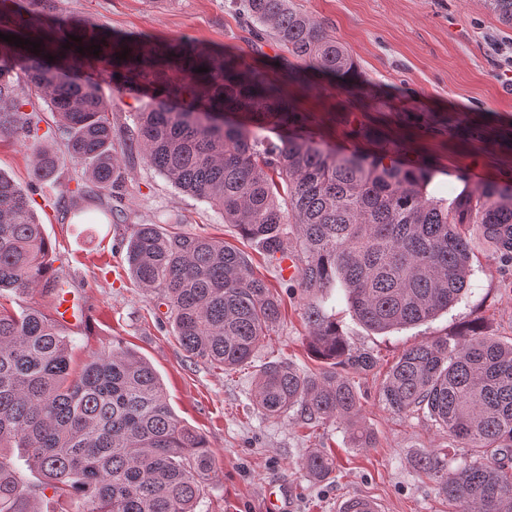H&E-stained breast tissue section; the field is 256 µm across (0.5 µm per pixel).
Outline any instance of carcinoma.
<instances>
[{
  "mask_svg": "<svg viewBox=\"0 0 512 512\" xmlns=\"http://www.w3.org/2000/svg\"><path fill=\"white\" fill-rule=\"evenodd\" d=\"M485 5L512 25V0ZM239 11L254 36H272L296 62L330 73L350 69L336 36L290 0H240ZM24 28H0L30 40L17 47L0 38V136L32 145L56 210L80 216L81 203L122 193L110 105L96 85L70 76L72 65L56 55L50 34ZM72 35L79 37L74 54L102 41L81 24ZM15 56L25 59L24 88L7 65ZM214 60L186 40L112 43V82L120 88L139 72L153 89L152 103L134 115L129 151H143L171 185L218 209L268 264L292 253L299 278L291 286L321 295L305 320L323 370L304 376L284 361L264 363L257 409L270 418L295 408L307 421L343 422L356 447L371 448L347 371H368L375 361L352 349L328 314V290H341L356 319L375 332L433 319L466 289L470 230L512 264V186L466 185L448 201L427 194L424 168L401 167L386 154H336L313 136L274 140L262 131L289 123L288 102L240 57L226 54L219 67ZM36 98L56 118L44 132ZM226 110L255 116L256 128L224 120ZM46 138L63 140L64 151L40 145ZM68 163L85 167L73 188L56 177ZM54 251L28 196L0 174V291L56 297L64 280L53 272ZM126 261L139 286L159 291L192 358L233 369L281 319V299L254 274L249 255L222 241L138 224ZM72 349L73 338L39 309L0 303V512H56L61 496L83 502L84 512H195L214 457L205 438L176 418L150 363L116 341L76 369ZM380 395L397 413L428 409L453 439L489 451L451 472L448 453L420 454L415 465L440 494L463 512H512V344L474 325L452 340L414 345L391 367ZM10 448L37 481L12 466ZM302 467L323 480L333 462L313 451Z\"/></svg>",
  "mask_w": 512,
  "mask_h": 512,
  "instance_id": "1",
  "label": "carcinoma"
}]
</instances>
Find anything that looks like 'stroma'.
<instances>
[{"label": "stroma", "instance_id": "1", "mask_svg": "<svg viewBox=\"0 0 512 512\" xmlns=\"http://www.w3.org/2000/svg\"><path fill=\"white\" fill-rule=\"evenodd\" d=\"M54 3L53 12L38 14L14 10L8 2L0 7V25L18 14L54 28L59 37L68 22L111 35L145 34L162 44L188 38L218 57L240 55L279 86L304 120L288 128V135H313L338 153L392 151L399 164L431 171L428 190L437 197L454 198L472 167L481 168L485 180L512 185V27L502 25L483 0H292L347 49L353 65L338 77L282 64V49L268 38L254 40L233 0ZM74 75L98 85L112 105L126 222L99 221L94 202L84 218H60L36 180L31 146L21 142H0V173L30 198L56 246L54 269L88 309L81 326L65 329L74 339V364L122 341L152 365L177 418L205 437L215 467L196 512H258L268 491L281 483L295 490L291 512H336L339 499L352 493L382 501L385 512H460V504L440 495L435 482L416 469L415 459L449 448L453 469L458 459L475 456V449L454 443L428 410L391 411L380 388L403 349L455 336L469 325L511 344L512 267L502 266L480 234L472 233V272L461 299L430 322L389 333L363 327L343 295L332 294L326 309L348 343L375 359L371 370L349 375L362 397L373 447H354L349 430L331 421L311 424L292 411L266 417L253 404L255 378L265 362L280 359L305 375L322 368L308 349L307 296L286 288L279 273L208 202L173 187L142 154L126 153L133 114L152 101L145 84L116 89L106 61L89 72L75 69ZM162 222L247 252L256 275L279 293L281 320L250 363L226 372L189 357L166 318V306L131 277L125 254L136 225ZM314 449L333 460L326 479L312 478L301 465Z\"/></svg>", "mask_w": 512, "mask_h": 512}]
</instances>
